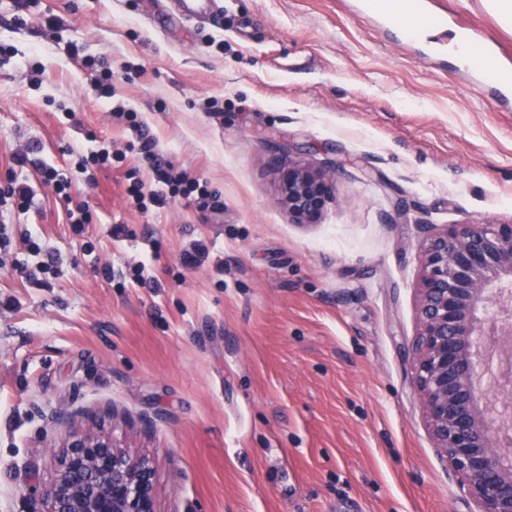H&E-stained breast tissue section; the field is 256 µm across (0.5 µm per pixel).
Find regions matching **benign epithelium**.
Instances as JSON below:
<instances>
[{
	"label": "benign epithelium",
	"instance_id": "7a95c632",
	"mask_svg": "<svg viewBox=\"0 0 512 512\" xmlns=\"http://www.w3.org/2000/svg\"><path fill=\"white\" fill-rule=\"evenodd\" d=\"M279 199L313 224L334 197L330 172L279 162ZM412 380L423 415L474 512H512V223L423 225ZM56 468L24 487L39 512H159L156 464L67 411Z\"/></svg>",
	"mask_w": 512,
	"mask_h": 512
}]
</instances>
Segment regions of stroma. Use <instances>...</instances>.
Here are the masks:
<instances>
[{"label":"stroma","mask_w":512,"mask_h":512,"mask_svg":"<svg viewBox=\"0 0 512 512\" xmlns=\"http://www.w3.org/2000/svg\"><path fill=\"white\" fill-rule=\"evenodd\" d=\"M18 2L0 0V179L33 146L57 165L99 140L122 156L73 191L84 234L30 169L32 207L0 213V512H38L21 485L26 465L53 472L55 412L107 409L121 446L155 459L161 512H470L408 348L423 225L512 222V108L456 59L393 43L356 0H238L233 23L191 31L158 0ZM436 2L512 60V27L477 0ZM84 56L107 58L111 96ZM142 139L221 210L130 206L127 172L153 178ZM284 144L335 169L318 223L277 201Z\"/></svg>","instance_id":"35a3bbf8"}]
</instances>
